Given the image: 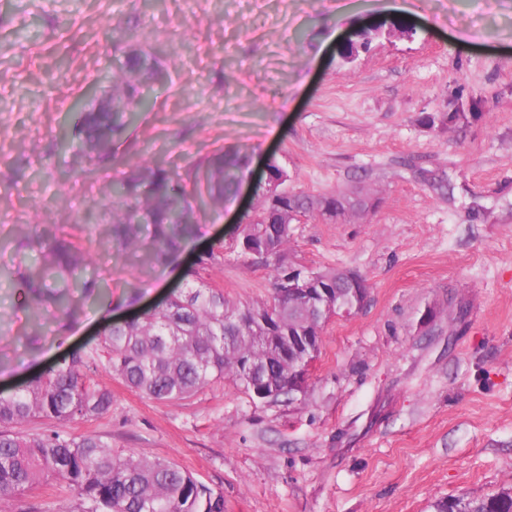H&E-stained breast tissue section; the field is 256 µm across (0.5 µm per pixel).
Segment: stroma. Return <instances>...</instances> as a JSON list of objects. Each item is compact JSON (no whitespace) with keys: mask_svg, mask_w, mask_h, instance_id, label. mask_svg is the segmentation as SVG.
<instances>
[{"mask_svg":"<svg viewBox=\"0 0 512 512\" xmlns=\"http://www.w3.org/2000/svg\"><path fill=\"white\" fill-rule=\"evenodd\" d=\"M381 21L415 29L351 62L340 44ZM133 51L161 78L109 160L62 147L72 103ZM460 113L439 130L425 116ZM245 157L221 216L146 275L74 224L148 159L181 177ZM274 161L310 196L369 193L341 224L292 225L284 261L361 275L368 302L325 324L304 395L252 400L232 380L157 402L100 373L112 410L71 422L116 456L160 457L224 497V512H434L448 496L512 489V0H0V267L21 227L90 251L110 295L32 348L24 297L0 284V393L112 321L163 304L207 252L230 301H268L273 266L244 256L239 221Z\"/></svg>","mask_w":512,"mask_h":512,"instance_id":"1","label":"stroma"}]
</instances>
